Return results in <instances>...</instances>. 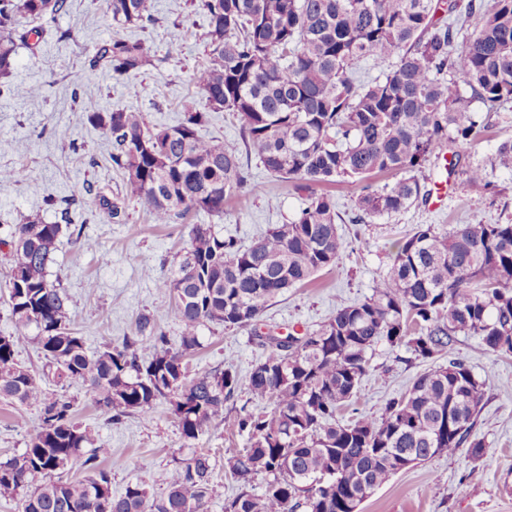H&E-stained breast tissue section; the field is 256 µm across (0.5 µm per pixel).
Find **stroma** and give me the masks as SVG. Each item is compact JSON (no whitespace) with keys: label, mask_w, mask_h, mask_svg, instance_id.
Masks as SVG:
<instances>
[{"label":"stroma","mask_w":512,"mask_h":512,"mask_svg":"<svg viewBox=\"0 0 512 512\" xmlns=\"http://www.w3.org/2000/svg\"><path fill=\"white\" fill-rule=\"evenodd\" d=\"M153 4V22L124 31L125 37L151 50L150 64L136 79L137 94L88 68V48L114 32L97 0H67L65 12L51 24V36L37 48L18 50L11 77L14 91L0 96V170L25 172L22 179L0 182V335L13 330L6 282L10 257L3 242L21 217L36 215L61 225L47 271L67 296L74 331L95 351L133 335L137 318L144 314L154 316L157 328L171 342L179 341V325L165 313L169 298L154 280L170 273L191 225H213L219 234L247 247L271 225L291 220L308 196L297 183L279 180L255 159L245 158L240 124L231 113L208 111L192 82L205 58V21L191 0ZM32 85L44 86L42 97L26 96ZM187 99L195 100L197 109L207 114L200 135L221 140L243 155L247 191L226 200L220 217L198 211L184 222L157 224L138 201L124 200V223L108 221L95 195L124 199L122 176L111 161L109 139L88 122L85 104L140 111L149 127L160 128L181 120ZM486 121L482 139L468 151L471 160L493 157L502 142L512 140V103L488 113ZM494 176L500 186L494 197L470 194L453 179L442 209L419 202L372 224L356 221L355 186H333L339 230L350 250L311 284L279 297L257 330L215 326L205 331L201 347L186 359L190 375L230 365L239 376H247L269 352L264 335L283 338L316 328L338 304L370 296L387 270L392 242L419 225L512 223V168H496ZM451 355L464 360L483 384V406L473 434L485 442L484 456L474 460L463 452L443 454L405 469L371 494L362 503V512H512V355L493 352L478 337L463 334L456 337ZM17 359L46 391L74 399L77 421L93 430L99 446L108 451L104 464L113 492L139 482L160 495L157 474L196 450L209 454L213 463L208 512H224L225 499L236 492L224 456L246 443L237 430L218 419L198 440L187 442L163 403L150 419L133 415L115 424L81 383L55 381L36 342L21 346ZM432 367L406 347L379 343L359 399L342 411V420L375 412L385 400L403 395ZM39 424L38 408L0 398V460L21 454Z\"/></svg>","instance_id":"obj_1"}]
</instances>
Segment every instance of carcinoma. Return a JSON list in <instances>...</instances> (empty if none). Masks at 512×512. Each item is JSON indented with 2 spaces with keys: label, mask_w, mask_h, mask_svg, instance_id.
<instances>
[{
  "label": "carcinoma",
  "mask_w": 512,
  "mask_h": 512,
  "mask_svg": "<svg viewBox=\"0 0 512 512\" xmlns=\"http://www.w3.org/2000/svg\"><path fill=\"white\" fill-rule=\"evenodd\" d=\"M120 29L153 21L150 0H97ZM205 20V60L193 82L209 108L238 119L247 151L272 176L311 190L295 217L276 224L248 248L193 224L176 268L156 280L172 298L181 328L169 344L150 315L135 336L91 352L71 327L67 297L48 278L61 225L27 217L16 225L7 271L14 331L0 335V397L41 411L23 453L0 461V495L21 496L22 512H207L210 455L194 452L158 476L159 498L130 483L112 493L94 435L76 422L74 402L50 394L17 359L36 340L59 381L80 382L111 420L151 416L164 402L183 437L199 439L246 389L270 410L241 407L228 421L247 435L246 447L225 458L238 492L224 512H351L404 470L437 455L467 449L482 409L483 383L462 360L418 376L408 392L374 415L348 422L339 412L359 396L369 353L381 341L434 360L463 333L494 351L512 353V224H433L397 240L386 274L371 296L336 307L301 336L268 337L270 351L246 379L228 367L190 376L184 359L201 346L202 331L254 326L269 303L335 266L350 243L339 233L332 195L322 184L358 187L359 220L371 224L409 208L420 196L418 173L430 158L451 152L448 176L471 194L496 190V167H512V141L494 158L471 162L486 115L512 102V0L483 9L470 0L468 18L435 19L434 0H199ZM66 0H0V89L19 46L45 29L28 19L55 17ZM151 51L115 33L88 55L133 89ZM385 67L360 84L358 63ZM470 88L466 96L461 85ZM88 120L112 140V162L123 173L124 196L141 203L157 224L192 210L224 215V200L248 182L235 152L199 135L207 114L185 101L181 121L151 129L143 113L89 105ZM392 173L381 188L371 178ZM98 207L120 224L125 210L104 194ZM79 465L84 478L55 472ZM263 491L251 493L255 479Z\"/></svg>",
  "instance_id": "cac0c4a2"
}]
</instances>
